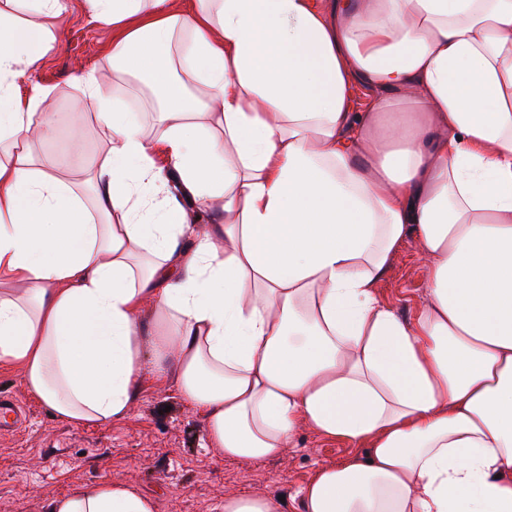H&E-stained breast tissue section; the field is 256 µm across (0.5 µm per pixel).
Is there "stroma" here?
<instances>
[{
    "mask_svg": "<svg viewBox=\"0 0 512 512\" xmlns=\"http://www.w3.org/2000/svg\"><path fill=\"white\" fill-rule=\"evenodd\" d=\"M67 11L53 26L55 42L31 83L52 90L55 137L34 142L32 153L62 160L58 177L77 181L106 150L94 113L82 126L74 112L88 103L78 77L99 75L105 100L122 99L140 114L146 135L162 136L160 99L142 78L112 80V29L94 21L85 0H65ZM382 300L402 315L413 316L428 300L420 247L407 237L377 285ZM17 399L26 422L19 432H0V512H50L54 499L74 487L107 478L128 483L156 502V512H224L230 493L283 496L284 512H303L300 488L322 464L357 454L356 446L300 428L295 448L276 459H225L206 445V425L177 386L145 372L129 414L108 424L75 425L54 416L22 381L18 366L0 363V399Z\"/></svg>",
    "mask_w": 512,
    "mask_h": 512,
    "instance_id": "stroma-1",
    "label": "stroma"
}]
</instances>
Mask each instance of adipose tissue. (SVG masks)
Returning <instances> with one entry per match:
<instances>
[{
  "instance_id": "ef3b65f1",
  "label": "adipose tissue",
  "mask_w": 512,
  "mask_h": 512,
  "mask_svg": "<svg viewBox=\"0 0 512 512\" xmlns=\"http://www.w3.org/2000/svg\"><path fill=\"white\" fill-rule=\"evenodd\" d=\"M86 4L167 130L89 96L86 207L29 151L51 90L16 85L64 0H0V362L75 424L125 418L150 371L225 458L279 457L302 426L364 447L315 470L304 512H512V0ZM411 232L408 320L376 285ZM51 512L156 504L104 480Z\"/></svg>"
}]
</instances>
